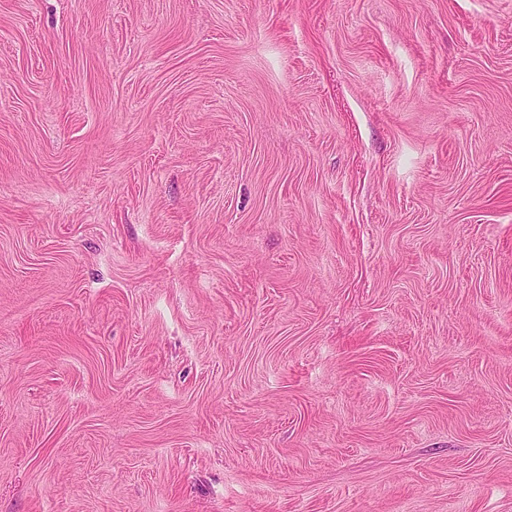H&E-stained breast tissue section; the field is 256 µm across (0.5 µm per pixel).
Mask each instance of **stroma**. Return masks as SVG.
Returning <instances> with one entry per match:
<instances>
[{
	"mask_svg": "<svg viewBox=\"0 0 512 512\" xmlns=\"http://www.w3.org/2000/svg\"><path fill=\"white\" fill-rule=\"evenodd\" d=\"M0 512H512V0H0Z\"/></svg>",
	"mask_w": 512,
	"mask_h": 512,
	"instance_id": "obj_1",
	"label": "stroma"
}]
</instances>
